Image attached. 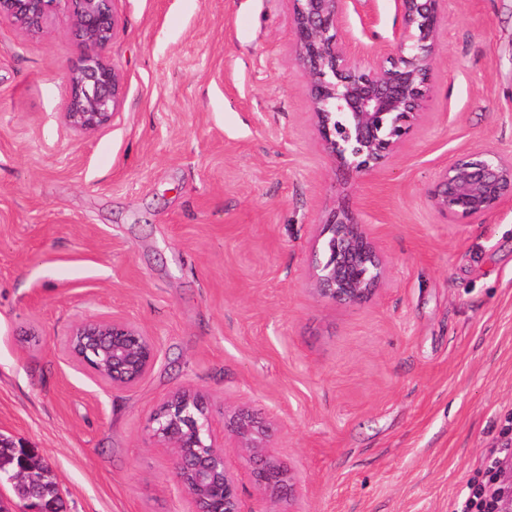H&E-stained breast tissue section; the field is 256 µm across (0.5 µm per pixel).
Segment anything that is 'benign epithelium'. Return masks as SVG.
<instances>
[{"mask_svg": "<svg viewBox=\"0 0 512 512\" xmlns=\"http://www.w3.org/2000/svg\"><path fill=\"white\" fill-rule=\"evenodd\" d=\"M59 0H0V22L27 33L40 31ZM83 52L69 75L64 118L75 130L93 132L111 124L121 103L122 81L105 55L117 27L112 0H64ZM296 29L295 57L310 77L313 115L336 167L364 174L387 162L411 138L421 120L432 79L445 0H396L401 25L393 48L365 64L341 28L347 0H291ZM431 198L451 221L477 220L512 202V157L473 151L446 167ZM322 234L331 238L313 274L316 293L340 304L370 298L386 274V260L373 239L344 209L334 211ZM70 355L119 388L139 384L152 370V337L114 318L92 319L68 336ZM153 435L173 449L176 477L194 512H241L238 480L224 457L226 448L247 452L255 482L270 495L295 497L303 478L285 470L272 453V427L246 408L224 415L229 436L218 439L201 395L173 394L153 414Z\"/></svg>", "mask_w": 512, "mask_h": 512, "instance_id": "1", "label": "benign epithelium"}]
</instances>
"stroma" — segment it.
<instances>
[{
  "mask_svg": "<svg viewBox=\"0 0 512 512\" xmlns=\"http://www.w3.org/2000/svg\"><path fill=\"white\" fill-rule=\"evenodd\" d=\"M111 125L63 119L81 47L65 13L0 23V434L33 448L60 512H193L151 417L247 407L304 480L281 512H455L512 443V202L451 221L430 192L456 157L512 156V0H447L425 114L385 165L342 178L294 56L289 0H114ZM395 0H348L362 61ZM346 205L388 261L369 300L319 297L323 225ZM122 318L158 355L115 388L67 350ZM242 512H264L225 449Z\"/></svg>",
  "mask_w": 512,
  "mask_h": 512,
  "instance_id": "1",
  "label": "stroma"
}]
</instances>
